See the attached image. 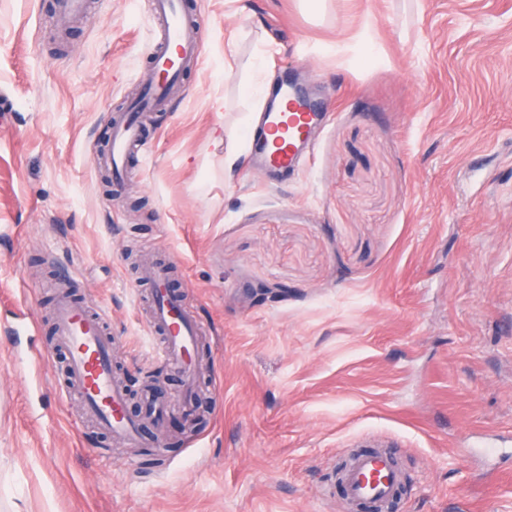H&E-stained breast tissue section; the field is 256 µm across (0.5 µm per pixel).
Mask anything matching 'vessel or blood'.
<instances>
[{"mask_svg":"<svg viewBox=\"0 0 512 512\" xmlns=\"http://www.w3.org/2000/svg\"><path fill=\"white\" fill-rule=\"evenodd\" d=\"M150 3L159 24L151 52L153 73L145 77L140 98L127 111L110 117L112 146L106 163L118 181L129 173L130 154L140 145L146 113L165 106L178 92L179 62L190 63L198 57V47L188 37L191 21L181 0ZM326 118V113L298 90L284 87L279 111L258 113L250 134L257 170L288 172L307 164L314 155L313 135ZM141 275L153 288L146 324L162 336L152 356L178 370L187 384H194L202 328L181 297L169 288L166 266L145 263ZM53 324L57 344L67 353L70 381L85 414L106 434L138 447L145 422H160L169 410L168 402L149 394L144 398L142 417L128 413L127 391L114 374L112 339L104 333L101 313L90 312L63 293L54 305ZM402 482L396 459L372 434L364 436L362 450L351 458L337 480L347 503L381 506L398 499Z\"/></svg>","mask_w":512,"mask_h":512,"instance_id":"obj_1","label":"vessel or blood"}]
</instances>
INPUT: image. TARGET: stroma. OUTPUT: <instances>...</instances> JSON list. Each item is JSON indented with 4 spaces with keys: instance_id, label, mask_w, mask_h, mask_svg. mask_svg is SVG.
I'll list each match as a JSON object with an SVG mask.
<instances>
[{
    "instance_id": "obj_1",
    "label": "stroma",
    "mask_w": 512,
    "mask_h": 512,
    "mask_svg": "<svg viewBox=\"0 0 512 512\" xmlns=\"http://www.w3.org/2000/svg\"><path fill=\"white\" fill-rule=\"evenodd\" d=\"M192 4L198 62L116 186L96 158L149 0H88L66 32L57 0H0V512H350L335 474L367 433L409 475L392 512H512V458L482 448L512 435V0ZM293 75L334 105L311 164L225 179L213 128ZM142 249L206 330L190 435L139 316ZM53 282L103 314L131 391L163 381L142 448L164 465L39 364Z\"/></svg>"
}]
</instances>
